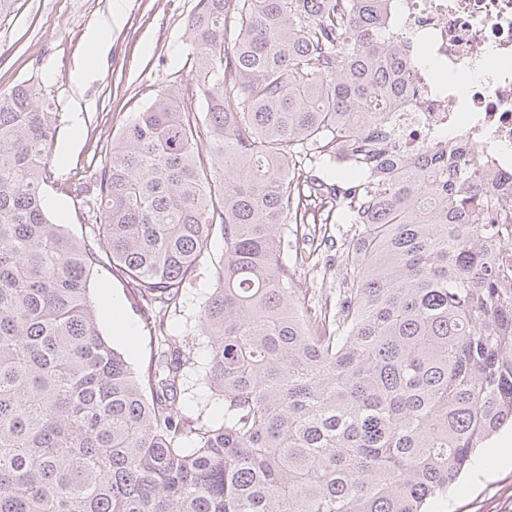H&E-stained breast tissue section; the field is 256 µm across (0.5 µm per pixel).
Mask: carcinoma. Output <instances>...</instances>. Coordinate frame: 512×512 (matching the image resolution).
I'll return each mask as SVG.
<instances>
[{
  "mask_svg": "<svg viewBox=\"0 0 512 512\" xmlns=\"http://www.w3.org/2000/svg\"><path fill=\"white\" fill-rule=\"evenodd\" d=\"M388 9L197 0L188 77L79 192L91 243L43 207L59 113L38 83L0 93V512H431L512 423V207L453 145L395 149ZM319 224L341 230L333 302L294 284L328 265ZM216 235L198 323L224 422L191 426L165 316L140 378L89 279L99 245L175 306Z\"/></svg>",
  "mask_w": 512,
  "mask_h": 512,
  "instance_id": "1",
  "label": "carcinoma"
}]
</instances>
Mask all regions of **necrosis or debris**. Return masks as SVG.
I'll return each mask as SVG.
<instances>
[{
    "instance_id": "necrosis-or-debris-1",
    "label": "necrosis or debris",
    "mask_w": 512,
    "mask_h": 512,
    "mask_svg": "<svg viewBox=\"0 0 512 512\" xmlns=\"http://www.w3.org/2000/svg\"><path fill=\"white\" fill-rule=\"evenodd\" d=\"M387 33L412 47L399 149L460 144V167L512 191V0H392Z\"/></svg>"
}]
</instances>
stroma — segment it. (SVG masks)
Listing matches in <instances>:
<instances>
[{
	"label": "stroma",
	"mask_w": 512,
	"mask_h": 512,
	"mask_svg": "<svg viewBox=\"0 0 512 512\" xmlns=\"http://www.w3.org/2000/svg\"><path fill=\"white\" fill-rule=\"evenodd\" d=\"M123 3L121 24L113 28L106 55L88 57V34ZM197 0H15L0 17V92L23 81L40 83L54 109L58 128L51 146L53 179L44 205L54 223L77 238H89L92 220L77 194L92 167L100 164L121 128L135 119L157 90L174 75H187V19ZM224 253L213 239L177 309L169 311L170 335L186 343L180 401L185 417L219 424L224 399L205 382L208 346L198 327L200 305L216 286L215 269ZM90 293L99 304L100 330L136 375L148 372L154 346L149 323L156 304L135 296L109 262L98 263ZM120 305L134 328L132 340L112 333V307ZM433 512H512V465L497 462L486 470L469 468Z\"/></svg>",
	"instance_id": "35a3bbf8"
}]
</instances>
